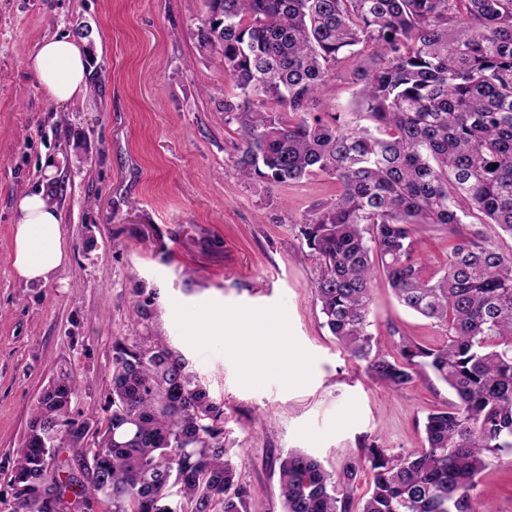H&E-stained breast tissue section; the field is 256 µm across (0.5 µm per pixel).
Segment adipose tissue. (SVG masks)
Wrapping results in <instances>:
<instances>
[{
  "instance_id": "ef3b65f1",
  "label": "adipose tissue",
  "mask_w": 512,
  "mask_h": 512,
  "mask_svg": "<svg viewBox=\"0 0 512 512\" xmlns=\"http://www.w3.org/2000/svg\"><path fill=\"white\" fill-rule=\"evenodd\" d=\"M86 49L69 37L42 41L28 56L44 96L64 104L83 94L88 86ZM13 227V269L25 282H46L63 265L66 249L60 215L45 191L23 194L17 203Z\"/></svg>"
}]
</instances>
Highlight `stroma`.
<instances>
[{"mask_svg": "<svg viewBox=\"0 0 512 512\" xmlns=\"http://www.w3.org/2000/svg\"><path fill=\"white\" fill-rule=\"evenodd\" d=\"M205 0H0V499L15 501L5 464L16 455L42 390L67 372L73 412L99 404L112 375V344L157 336L180 351L224 405V446L250 495L248 512H283L279 465L291 451L317 458L347 512H359L369 468L346 478L367 448L408 454L425 445L429 412L455 395L427 373L400 389L377 383L323 325L319 265L300 226L330 201L336 183L316 176L270 184L238 173L241 135L225 120L238 91L199 43ZM82 42L88 90L48 102L26 60L44 40ZM347 64L324 87L321 111L348 128L367 121L354 104ZM55 166L47 176V166ZM51 183L67 261L49 282L27 283L12 266L17 201ZM427 273L445 266L447 229H416ZM156 292L154 316L138 322L139 292ZM224 313L265 318L285 337L302 375L283 385L241 379L224 338L193 319ZM370 330L383 351L401 337L441 345L443 328L401 307L376 275ZM477 492L512 512V453L495 458Z\"/></svg>", "mask_w": 512, "mask_h": 512, "instance_id": "1", "label": "stroma"}]
</instances>
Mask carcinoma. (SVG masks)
I'll return each instance as SVG.
<instances>
[{
  "label": "carcinoma",
  "instance_id": "1",
  "mask_svg": "<svg viewBox=\"0 0 512 512\" xmlns=\"http://www.w3.org/2000/svg\"><path fill=\"white\" fill-rule=\"evenodd\" d=\"M200 42L239 90L224 103L243 139L238 171L282 184L338 187L300 233L319 261L324 325L391 388L432 372L456 401L428 414L427 446L367 449L361 512H490L475 490L512 451V253L466 224L512 237V0H206ZM370 125L343 128L316 98L340 62ZM448 227V265L428 275L416 226ZM397 302L446 328L398 356L369 332L374 268ZM68 373L41 392L11 489L23 512H246L215 402L165 342L112 345L103 416H75ZM73 453L59 459L61 448ZM284 512H338L315 458L281 460Z\"/></svg>",
  "mask_w": 512,
  "mask_h": 512
}]
</instances>
